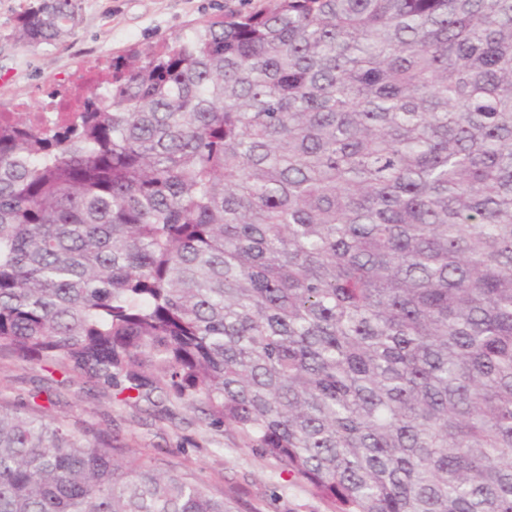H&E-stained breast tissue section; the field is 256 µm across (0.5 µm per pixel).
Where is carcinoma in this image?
I'll return each instance as SVG.
<instances>
[{"mask_svg": "<svg viewBox=\"0 0 512 512\" xmlns=\"http://www.w3.org/2000/svg\"><path fill=\"white\" fill-rule=\"evenodd\" d=\"M59 111L0 112L1 351L163 382L334 512H512V0H270ZM0 512L232 510L0 405Z\"/></svg>", "mask_w": 512, "mask_h": 512, "instance_id": "1", "label": "carcinoma"}]
</instances>
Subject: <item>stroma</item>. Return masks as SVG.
Wrapping results in <instances>:
<instances>
[{
    "instance_id": "35a3bbf8",
    "label": "stroma",
    "mask_w": 512,
    "mask_h": 512,
    "mask_svg": "<svg viewBox=\"0 0 512 512\" xmlns=\"http://www.w3.org/2000/svg\"><path fill=\"white\" fill-rule=\"evenodd\" d=\"M33 2L0 0L1 112L51 111L59 95L112 58L175 42L224 13L255 10L263 0H78L73 34L31 48L18 41L17 22ZM0 401L38 405L46 415L106 430L119 454L194 475L235 512H332L309 483L260 449L245 447L236 429L211 425L168 389L148 402H125L69 368L0 352Z\"/></svg>"
}]
</instances>
